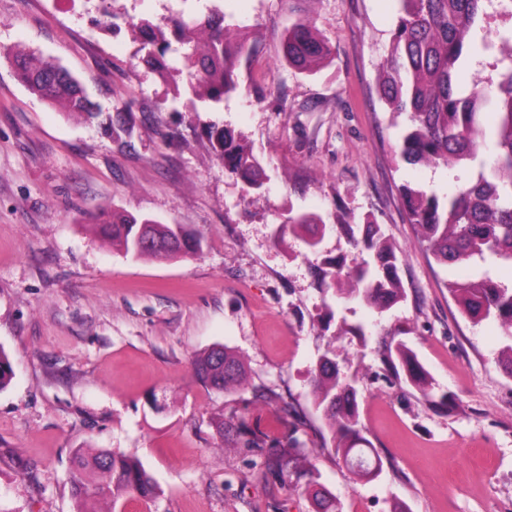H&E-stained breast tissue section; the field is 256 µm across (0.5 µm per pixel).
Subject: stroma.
<instances>
[{"label":"stroma","mask_w":512,"mask_h":512,"mask_svg":"<svg viewBox=\"0 0 512 512\" xmlns=\"http://www.w3.org/2000/svg\"><path fill=\"white\" fill-rule=\"evenodd\" d=\"M215 8L255 30L241 91L221 111L172 101L136 59L129 25ZM287 0H0V347L14 377L0 391V512H76V449L136 455L160 488L152 506L103 512H309L303 491L266 479L224 447L220 416L295 432L313 449L325 421L311 373L328 346L359 387L363 434L383 463L358 481L334 453L316 481L342 512H512V377L500 365L505 330L462 314L446 284L481 263H436L416 241L401 188L455 190L453 174L400 160L406 116L377 94L398 0H308L335 53L306 72L282 59ZM58 61L103 106L128 105L129 132L107 134L48 106L17 81L8 50ZM219 122L253 146L266 194L225 175L205 134ZM371 220L397 248L405 299L384 313L357 302L336 317L365 339L336 336L315 257L299 238L278 245L289 212ZM181 224L201 238L194 258L134 259L96 232L99 208ZM404 344L432 380L430 396L388 370ZM215 346L240 355L245 388L208 390L192 370ZM290 396L307 417L281 418L260 400ZM452 395L454 410L438 407Z\"/></svg>","instance_id":"stroma-1"}]
</instances>
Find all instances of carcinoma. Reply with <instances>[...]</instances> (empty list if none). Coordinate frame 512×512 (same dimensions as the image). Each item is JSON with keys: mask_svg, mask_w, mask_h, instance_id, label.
Returning a JSON list of instances; mask_svg holds the SVG:
<instances>
[{"mask_svg": "<svg viewBox=\"0 0 512 512\" xmlns=\"http://www.w3.org/2000/svg\"><path fill=\"white\" fill-rule=\"evenodd\" d=\"M494 1L512 17V0H399L401 11L378 85L379 97L390 112L408 118L399 152L402 161L443 170L463 166L471 171L464 187L450 195L419 185L402 187L418 242L442 265L470 260L512 264V33L500 36L509 44V54L507 61L494 64L496 82L456 90L458 65L468 48L477 39L487 47L483 37L490 18L487 5ZM131 32L139 44V62L163 79L172 71L177 73L181 84L174 85V97L186 96L195 112L219 111L224 99L240 87L242 58L256 52V43L227 24L224 14L215 9L200 17L176 18L165 27L141 18L131 24ZM10 55L16 62L17 80L40 100L68 116H103L111 130H129L130 112L120 107L112 113L104 111L59 64L33 52ZM330 55V41L309 19L299 16L291 21L283 40V57L289 65L309 71ZM488 105L496 110L491 126L481 121V111ZM207 133L224 173L261 194L265 173L253 149L220 123H211ZM95 222L113 247L136 258L175 259L194 256L201 249L199 238L180 224H161L107 209L99 210ZM286 224L314 253L321 251L326 233L334 229L360 255L352 266L342 255H324L315 267L323 291L379 313L404 300L396 248L378 225L355 224L346 211L336 212L331 223L318 214L302 213L288 217ZM146 239L151 245L143 244ZM447 288L463 314L476 322L498 321L512 339V287L486 271L475 279L451 282ZM396 355L406 381L427 389V373L405 345L396 347ZM193 372L213 391L240 387L245 380L242 361L223 347L198 358ZM13 375L10 358L0 347V390ZM311 382L328 427L321 450H332L352 478L372 479L371 470L381 460L370 457L359 420L358 391L341 375L335 351L319 358ZM215 427L222 439L261 458L267 478L288 486L316 470L317 456L305 451L292 434L272 445L266 433L231 420L220 419ZM73 464L71 490L77 512H95L99 500L153 502L158 495L156 483L132 455L107 448L78 449ZM309 498L311 512H339L336 497L322 487L311 490Z\"/></svg>", "mask_w": 512, "mask_h": 512, "instance_id": "1", "label": "carcinoma"}]
</instances>
